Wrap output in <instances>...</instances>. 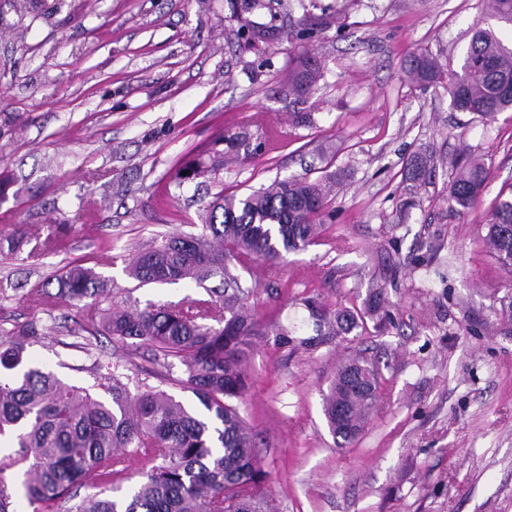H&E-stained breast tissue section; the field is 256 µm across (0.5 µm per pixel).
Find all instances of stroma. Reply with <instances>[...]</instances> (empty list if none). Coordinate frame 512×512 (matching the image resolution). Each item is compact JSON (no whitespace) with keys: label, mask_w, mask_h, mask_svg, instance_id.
<instances>
[{"label":"stroma","mask_w":512,"mask_h":512,"mask_svg":"<svg viewBox=\"0 0 512 512\" xmlns=\"http://www.w3.org/2000/svg\"><path fill=\"white\" fill-rule=\"evenodd\" d=\"M0 0V326L37 332L30 361L91 387L70 346L92 308L27 299L72 260L111 303L207 298L192 283L143 284L131 256L164 235L200 234L215 193L335 173L317 243L255 267L248 303L262 331L243 357L234 406L253 436L277 512H512V272L485 247L489 213L512 195V112L456 110L443 85L404 67L429 52L459 70L488 0H261L239 35L232 0ZM323 77L304 94L297 52ZM223 138L233 163L176 188L179 168ZM434 157L423 183L407 165ZM481 155L473 208L450 200L451 164ZM62 247H55L53 239ZM378 316L317 335L307 301ZM288 332L280 341L271 325ZM106 359L190 407L181 368L102 335ZM362 355L379 374L365 431L339 444L323 408L337 367Z\"/></svg>","instance_id":"35a3bbf8"}]
</instances>
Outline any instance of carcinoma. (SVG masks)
<instances>
[{"label": "carcinoma", "mask_w": 512, "mask_h": 512, "mask_svg": "<svg viewBox=\"0 0 512 512\" xmlns=\"http://www.w3.org/2000/svg\"><path fill=\"white\" fill-rule=\"evenodd\" d=\"M490 15L512 25V0H489ZM288 73L292 90L303 93L319 78V67L307 55L294 58ZM411 83H445L454 107L493 119L512 110V45L491 26L477 28L460 70L448 74L428 53L413 56L405 67ZM209 167L196 160L179 169L177 188L205 175ZM484 162L470 156L455 165L449 197L462 209L478 203L488 179ZM332 176L275 180L246 196L216 193L200 235L163 236L133 256L129 271L141 282L198 286L220 277L215 298H184L142 309L114 306L101 311L89 330L113 341L148 345L163 356V367H182L179 383L191 391L205 413L185 406L160 389H130V375L118 364L93 361L100 371L98 392L69 385L54 372L32 364L27 346L33 328L0 332V438H9L14 453L0 458V474L13 469L34 512H275L259 492L263 471L244 420L229 399L245 387L241 363L249 339L260 325L249 312L252 289L236 270L259 262L274 264L283 254L315 242L330 196ZM485 242L506 269H512V198L494 206ZM57 292L43 283L30 300L52 310L60 304L78 307L87 299L107 297L97 274L77 262L54 277ZM307 307L333 333L357 325L354 314L327 312L314 301ZM376 369L364 358H352L336 371L324 396V415L334 437L347 442L366 426L378 389ZM134 449L149 469L127 504L114 498L115 484L125 479L121 456ZM89 492L80 493L83 487Z\"/></svg>", "instance_id": "cac0c4a2"}]
</instances>
